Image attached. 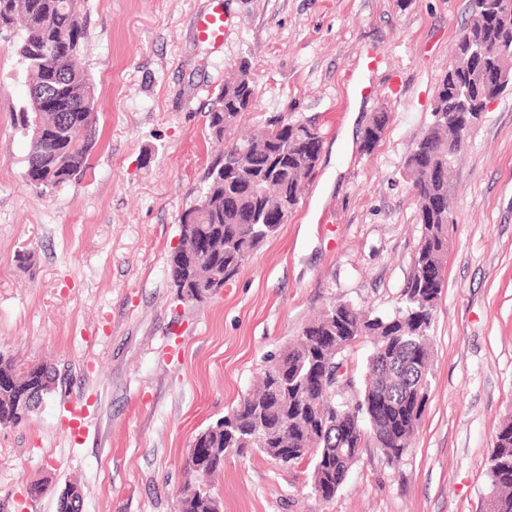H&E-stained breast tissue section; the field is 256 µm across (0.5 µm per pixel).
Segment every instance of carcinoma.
Instances as JSON below:
<instances>
[{
	"mask_svg": "<svg viewBox=\"0 0 512 512\" xmlns=\"http://www.w3.org/2000/svg\"><path fill=\"white\" fill-rule=\"evenodd\" d=\"M83 6L84 0H0V30L20 28L15 51L28 79V100L20 113V126L30 135L25 177L45 191L82 177L98 143L93 80L75 65L86 33ZM469 9L468 28L487 52L475 55L457 44L462 67L441 79L431 122L405 160L421 237L398 306L389 315H375L349 302L324 310L295 345L269 361L259 389L198 432L195 451L188 457L192 471L217 476L229 451L241 457L259 451L274 459L273 449L292 448L293 462L310 466L311 489L329 500L343 486L367 439L391 464L408 453L424 410L425 399L419 394L425 388L417 385L421 372L429 371V332L444 287L448 197L453 192L448 163L455 162L463 146L448 141L467 132L480 117L456 109L457 93L465 87L474 100L500 96L491 69L497 66L499 52L512 53V0H498L489 12L476 0ZM251 72V61L242 59L237 77L216 94L208 112L213 136H225L253 109ZM388 121L386 112L374 115L365 129L366 149L379 142L377 133ZM37 124L45 127L41 137ZM322 145L314 123L282 117L269 119L260 135L227 143L224 155L211 163L204 177L211 207L184 211L197 212L196 220L183 225L181 251L170 254L177 297L185 293L204 301L212 294L211 274L226 279L235 275L242 257L277 233L283 224L277 201L286 196L289 205L298 204L299 184L314 172ZM364 340L370 342L371 376L357 399H338L336 372L344 353ZM54 379L46 363L0 353V426L25 423L16 414L18 397L32 387L52 385ZM380 384L389 404L371 414L367 400ZM338 448L343 449L340 458ZM489 478L490 512H512V421L496 435ZM176 512H223V503L211 488L189 481L178 492Z\"/></svg>",
	"mask_w": 512,
	"mask_h": 512,
	"instance_id": "cac0c4a2",
	"label": "carcinoma"
}]
</instances>
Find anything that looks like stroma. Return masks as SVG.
<instances>
[{
	"label": "stroma",
	"mask_w": 512,
	"mask_h": 512,
	"mask_svg": "<svg viewBox=\"0 0 512 512\" xmlns=\"http://www.w3.org/2000/svg\"><path fill=\"white\" fill-rule=\"evenodd\" d=\"M210 7L86 0L80 64L95 82L99 143L85 176L50 192L24 176L28 84L15 32H0V351L56 370L31 421L0 427V512H57L69 483L83 512H175L196 434L269 358L330 304L392 312L412 273L421 226L405 159L468 0H224L215 46L195 29ZM244 57L256 102L229 137L278 114L309 119L320 162L278 233L220 291L186 303L169 256L224 148L207 113ZM361 84L370 95L356 94ZM380 111L385 133L364 150ZM452 181L432 366L407 455L390 464L366 443L328 501L307 465L233 455L213 481L224 512H488L489 460L512 416V90L469 129ZM74 408L90 423L76 443Z\"/></svg>",
	"instance_id": "obj_1"
}]
</instances>
